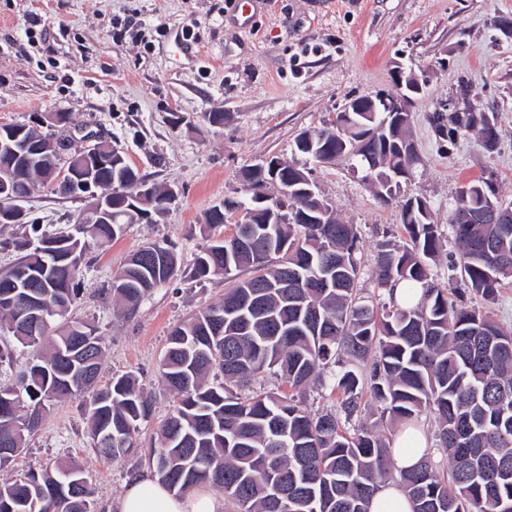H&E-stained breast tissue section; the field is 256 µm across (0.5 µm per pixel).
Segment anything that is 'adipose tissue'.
<instances>
[{
	"label": "adipose tissue",
	"instance_id": "obj_1",
	"mask_svg": "<svg viewBox=\"0 0 512 512\" xmlns=\"http://www.w3.org/2000/svg\"><path fill=\"white\" fill-rule=\"evenodd\" d=\"M114 512H224V501L203 488L175 494L146 471L128 482Z\"/></svg>",
	"mask_w": 512,
	"mask_h": 512
}]
</instances>
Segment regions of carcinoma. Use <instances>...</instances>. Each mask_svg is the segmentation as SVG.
Returning a JSON list of instances; mask_svg holds the SVG:
<instances>
[{"label": "carcinoma", "instance_id": "1", "mask_svg": "<svg viewBox=\"0 0 512 512\" xmlns=\"http://www.w3.org/2000/svg\"><path fill=\"white\" fill-rule=\"evenodd\" d=\"M406 112H338L318 129L315 149H297L298 166H285L278 181L295 193L276 207L253 205L255 187L238 201L257 211L250 224L233 225L228 238H212L193 258L197 280L224 276V297L177 326L160 363L162 379L177 399L161 424L149 464L159 482L178 494L212 487L238 512H369L380 485L392 475L390 443L367 422L369 390L381 416L403 428L434 415L438 445L398 474L412 512H512V333L487 311L457 303L466 294L494 303L512 279V219L506 224H461L467 211L495 206L507 212L493 186L494 173L469 180L448 211L453 233L452 269L465 289L451 299L434 282L432 263L442 234L421 200L400 202L406 241L378 244L375 280L387 301L374 309L357 301L360 270L356 227L341 221L320 195L303 193L322 163L348 159L371 176L373 195L389 203L400 192L401 149L409 142ZM435 136L449 144L465 128L490 151L486 136L495 112H433ZM79 152L63 139L29 165L0 174L12 187L5 205L37 185ZM146 179L118 158L98 171L96 187L138 192ZM140 209L156 210L165 186L152 183ZM123 210L107 224H78L52 236L30 223V237L0 240V250L20 252L0 271V366L13 361L15 344L35 348L26 372L0 386V512H92V482L74 465L14 470L27 436L55 401L91 392L87 432L95 450L118 460L137 450L135 435L152 413L132 373L99 384L106 356L93 325L69 320L89 248L106 247L124 232ZM250 239L240 248L239 239ZM250 270L238 279L235 272ZM181 259L168 244L151 243L128 257L112 278L117 307L137 311L150 292L174 280ZM404 289L398 300L394 288ZM333 363V389L342 393L334 412L312 414L300 405L307 387ZM224 381L210 383V372ZM280 375L286 391L249 392L262 374ZM352 425V431L346 426ZM78 473L86 482L76 495L66 485Z\"/></svg>", "mask_w": 512, "mask_h": 512}]
</instances>
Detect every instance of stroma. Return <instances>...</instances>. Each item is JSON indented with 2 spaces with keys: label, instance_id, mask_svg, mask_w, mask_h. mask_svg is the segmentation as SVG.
<instances>
[{
  "label": "stroma",
  "instance_id": "1",
  "mask_svg": "<svg viewBox=\"0 0 512 512\" xmlns=\"http://www.w3.org/2000/svg\"><path fill=\"white\" fill-rule=\"evenodd\" d=\"M249 26L233 0H0V124L39 126L51 113L111 137L148 180L174 187L177 200L152 221L128 225L109 247L90 248L73 318L97 327L108 345L99 380L133 373L152 403L136 453L112 461L91 446L83 398L51 406L27 439L15 469L79 465L94 482L95 512H109L126 483L148 469L160 424L176 400L159 364L181 321L218 301L223 277L199 282L188 270L208 237L207 211L235 196L240 173L276 156L294 157V140L333 120L351 99L391 93L395 71L427 73L414 107L420 164L405 191L429 201L448 222L458 188L487 171L512 200V37L493 20L512 17V0H250ZM494 108V151L474 135L437 141L425 115L452 98L460 79ZM224 112V125L205 122ZM181 124H173L172 116ZM322 197L360 237L358 291L377 306L379 242H404L397 204L384 205L344 164L317 168ZM21 207L51 230L85 206L36 188ZM173 245L184 272L155 288L138 311L114 314L105 293L125 258L149 243Z\"/></svg>",
  "mask_w": 512,
  "mask_h": 512
}]
</instances>
